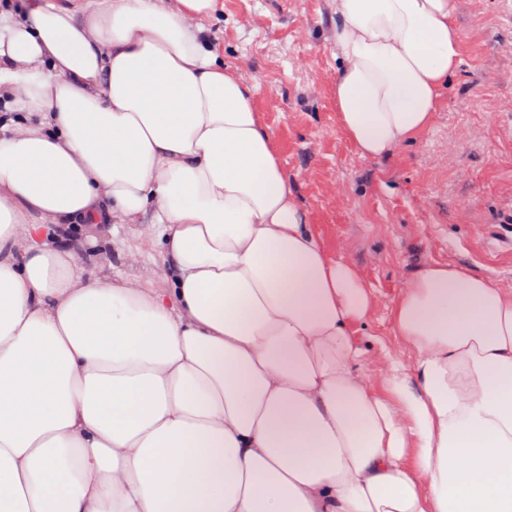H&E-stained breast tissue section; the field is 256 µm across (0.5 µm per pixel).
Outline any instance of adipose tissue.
Here are the masks:
<instances>
[{
    "label": "adipose tissue",
    "mask_w": 512,
    "mask_h": 512,
    "mask_svg": "<svg viewBox=\"0 0 512 512\" xmlns=\"http://www.w3.org/2000/svg\"><path fill=\"white\" fill-rule=\"evenodd\" d=\"M341 129L378 158L461 62L455 0H330ZM218 0L0 14V512H512V290L405 284L383 392L331 257L204 34ZM151 215L165 285L61 230Z\"/></svg>",
    "instance_id": "ef3b65f1"
}]
</instances>
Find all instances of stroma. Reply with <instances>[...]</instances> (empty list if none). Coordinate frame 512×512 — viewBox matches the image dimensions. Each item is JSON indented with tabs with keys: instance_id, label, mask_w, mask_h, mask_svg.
Wrapping results in <instances>:
<instances>
[{
	"instance_id": "obj_1",
	"label": "stroma",
	"mask_w": 512,
	"mask_h": 512,
	"mask_svg": "<svg viewBox=\"0 0 512 512\" xmlns=\"http://www.w3.org/2000/svg\"><path fill=\"white\" fill-rule=\"evenodd\" d=\"M209 36L254 103L322 243L372 294L352 336L382 390L381 347L400 351L389 309L423 266L453 264L512 289V16L503 0H458L461 63L429 128L384 157H361L333 99L339 70L329 0H221ZM95 275L162 283L158 228L100 226L79 254Z\"/></svg>"
}]
</instances>
